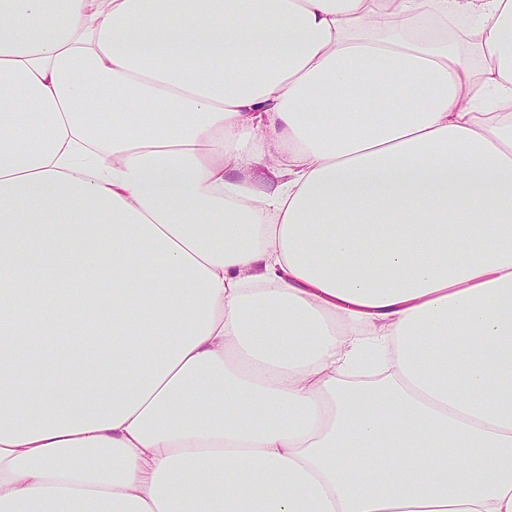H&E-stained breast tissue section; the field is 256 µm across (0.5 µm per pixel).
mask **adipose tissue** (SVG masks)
<instances>
[{"mask_svg": "<svg viewBox=\"0 0 512 512\" xmlns=\"http://www.w3.org/2000/svg\"><path fill=\"white\" fill-rule=\"evenodd\" d=\"M0 512H512V0H0ZM96 345L90 349L86 344L84 336H56L57 342L67 347L71 352L72 362L80 364L87 355H92L99 359H107L112 357V345L116 339L111 333H97Z\"/></svg>", "mask_w": 512, "mask_h": 512, "instance_id": "1", "label": "adipose tissue"}]
</instances>
